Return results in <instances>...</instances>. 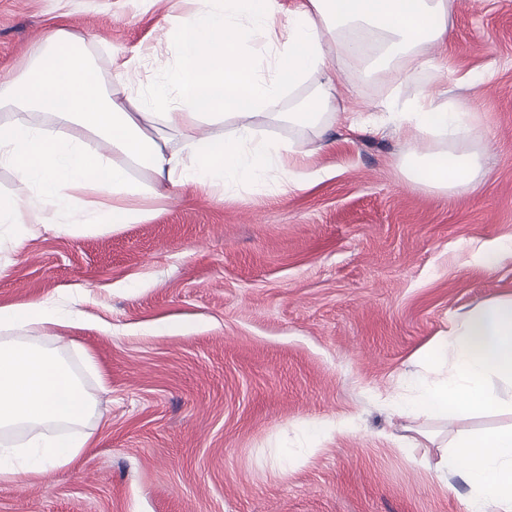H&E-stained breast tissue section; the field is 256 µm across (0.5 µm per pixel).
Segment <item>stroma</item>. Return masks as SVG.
<instances>
[{
    "instance_id": "1",
    "label": "stroma",
    "mask_w": 512,
    "mask_h": 512,
    "mask_svg": "<svg viewBox=\"0 0 512 512\" xmlns=\"http://www.w3.org/2000/svg\"><path fill=\"white\" fill-rule=\"evenodd\" d=\"M187 0H0V84L54 26L80 37L104 83L147 90L176 63L167 17ZM433 67L385 82L340 64L339 108L381 120L391 93L461 98L492 142L478 191L412 183L394 126L353 134L320 182L223 199L174 191L151 219L85 237L14 227L0 238V306L72 296L84 328L57 343L97 400L70 431V467L0 481V512H464L469 487L405 449L388 395L450 316L512 296V0H455ZM111 325L104 334L99 323ZM352 432L279 467L315 421ZM512 260V240H501L476 255V262L487 271H493L505 260Z\"/></svg>"
}]
</instances>
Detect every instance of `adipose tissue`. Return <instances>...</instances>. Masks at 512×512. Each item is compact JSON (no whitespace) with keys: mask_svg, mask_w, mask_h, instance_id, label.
<instances>
[{"mask_svg":"<svg viewBox=\"0 0 512 512\" xmlns=\"http://www.w3.org/2000/svg\"><path fill=\"white\" fill-rule=\"evenodd\" d=\"M191 2L172 22L177 66L147 92L128 90L124 62L104 85L82 40L62 27L35 46L19 81L0 85V102L14 106L0 117V166L14 168L18 182L0 194V226L103 233L147 221L152 203L176 189L231 195L248 185L283 193L312 183L321 176L313 160L332 146L329 130L340 117L331 94L335 58L387 81L419 73L450 38L454 8V0H299L291 10L280 0ZM261 48L275 76L263 74ZM315 72L323 79L319 96L280 111L292 86ZM386 108L404 140L402 174L428 188L478 189L484 134L476 113L427 96ZM37 112L47 122L34 121ZM272 122L313 137L306 145L259 138ZM204 124L225 132L198 135ZM424 140L436 148L420 149ZM135 169L146 181L132 178ZM79 320L48 299L0 307V330L20 333L0 340V436L22 435L0 446L1 481L66 468L87 444L50 431L95 411L81 379L46 346ZM416 361L419 371L394 402L398 417L424 415L445 426L512 409V297L451 316ZM436 469L462 475L470 488L465 512H512V425L456 436Z\"/></svg>","mask_w":512,"mask_h":512,"instance_id":"ef3b65f1","label":"adipose tissue"}]
</instances>
